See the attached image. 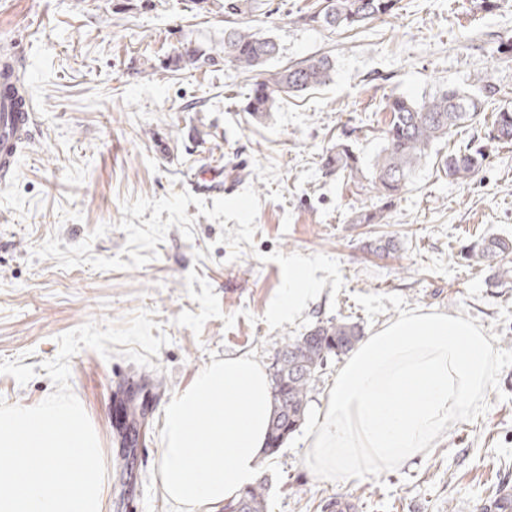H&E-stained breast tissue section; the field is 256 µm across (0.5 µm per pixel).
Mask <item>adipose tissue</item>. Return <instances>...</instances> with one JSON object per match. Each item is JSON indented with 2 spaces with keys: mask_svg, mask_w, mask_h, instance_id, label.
I'll return each mask as SVG.
<instances>
[{
  "mask_svg": "<svg viewBox=\"0 0 512 512\" xmlns=\"http://www.w3.org/2000/svg\"><path fill=\"white\" fill-rule=\"evenodd\" d=\"M306 264L288 261V286L270 319L292 314L313 291ZM494 347L459 314L412 310L367 336L338 370L307 463L319 482L345 483L426 453L489 389ZM271 386L263 365L228 355L198 369L163 410L164 494L180 512H217L258 477L268 442Z\"/></svg>",
  "mask_w": 512,
  "mask_h": 512,
  "instance_id": "obj_1",
  "label": "adipose tissue"
}]
</instances>
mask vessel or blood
I'll return each mask as SVG.
<instances>
[{
	"mask_svg": "<svg viewBox=\"0 0 512 512\" xmlns=\"http://www.w3.org/2000/svg\"><path fill=\"white\" fill-rule=\"evenodd\" d=\"M36 125L34 107L25 91L15 99L0 102V181L13 178L18 172V157L33 136Z\"/></svg>",
	"mask_w": 512,
	"mask_h": 512,
	"instance_id": "vessel-or-blood-1",
	"label": "vessel or blood"
}]
</instances>
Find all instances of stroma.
<instances>
[{
    "label": "stroma",
    "mask_w": 512,
    "mask_h": 512,
    "mask_svg": "<svg viewBox=\"0 0 512 512\" xmlns=\"http://www.w3.org/2000/svg\"><path fill=\"white\" fill-rule=\"evenodd\" d=\"M317 0H261L247 15L277 40L273 68L328 55L317 89L244 112L250 73L226 66L222 11L189 0H0V41L26 63L37 123L20 169L0 183V399L37 405L55 387L43 362L59 335L86 321L124 323L139 310L169 338L152 366L84 348L70 386L104 450V512H176L159 482L165 404L211 361L248 354L271 366L289 338L345 319L364 334L404 312L460 314L495 350L480 407L411 465L345 484L319 483L306 427L342 365L330 358L311 386L304 429L262 459L267 512H477L512 490V283L461 258L488 236L512 238V145L489 146L470 181H448L437 158L416 171L381 224H357L366 183L324 174L320 156L342 133L371 160L390 119L389 95L420 101L489 75L512 107V0H399L352 30L302 22ZM213 64L171 67L184 48ZM224 190L194 193L188 174L213 163ZM389 238L396 253L370 242ZM311 269L316 291L289 318L268 313L288 284V261ZM145 416L123 442L124 396Z\"/></svg>",
    "instance_id": "35a3bbf8"
}]
</instances>
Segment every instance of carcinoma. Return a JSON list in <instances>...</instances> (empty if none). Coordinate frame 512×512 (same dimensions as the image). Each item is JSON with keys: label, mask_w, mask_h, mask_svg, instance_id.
Wrapping results in <instances>:
<instances>
[{"label": "carcinoma", "mask_w": 512, "mask_h": 512, "mask_svg": "<svg viewBox=\"0 0 512 512\" xmlns=\"http://www.w3.org/2000/svg\"><path fill=\"white\" fill-rule=\"evenodd\" d=\"M199 10L215 6L227 16H240L256 9V0H191ZM397 0H319L314 11L300 16L306 23L331 30L355 28L389 15ZM224 61L237 70L256 73L243 111L262 117L272 111L281 94L304 92L326 83L334 65L326 56L311 57L296 65L270 70L267 64L279 55L278 43L247 28L224 29ZM211 58L198 49H185L172 59L174 66L200 68ZM498 94L497 87L478 75L468 88H449L418 104L404 96L391 95L385 109L391 113L382 131L381 146L370 161L369 173L352 147L341 140L322 155L327 174L343 175L353 181L368 179L369 192L379 205L360 210L356 224H378L384 212L403 192L412 175L430 157L438 142L452 137L464 124L477 121L485 105ZM486 139L512 145V108L492 110L485 123ZM487 153L482 144L456 147L440 157L443 172L451 181H467L485 165ZM477 262L493 272L501 283L512 281V239L489 237L470 250ZM362 330L344 320L318 322L305 333L286 342L271 372V423L267 455L277 454L288 437L303 424L312 383L328 358L351 351L360 341ZM268 480L262 478L249 486L235 502L224 504V512H267Z\"/></svg>", "instance_id": "cac0c4a2"}]
</instances>
